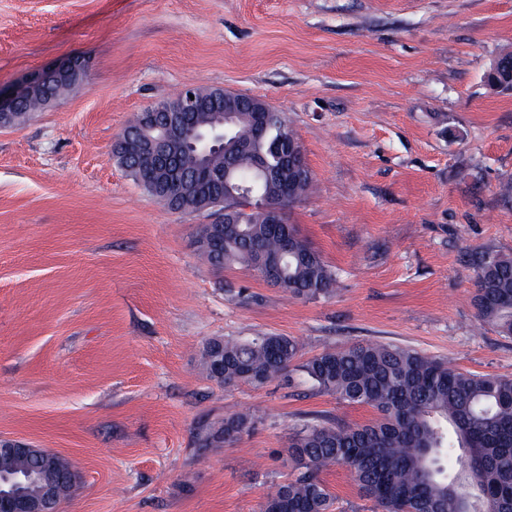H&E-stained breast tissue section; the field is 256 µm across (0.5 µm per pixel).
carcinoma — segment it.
I'll use <instances>...</instances> for the list:
<instances>
[{"label": "carcinoma", "instance_id": "cac0c4a2", "mask_svg": "<svg viewBox=\"0 0 512 512\" xmlns=\"http://www.w3.org/2000/svg\"><path fill=\"white\" fill-rule=\"evenodd\" d=\"M90 66L71 82L63 79L18 94L17 114L27 120L87 81ZM246 109L225 125L224 99L208 98L183 115L186 129H224L223 147L210 154L207 166L240 167L236 184L251 188L249 209L235 211L236 223L202 224L197 232L199 255L222 269L244 265L291 297L316 299L336 292V272L292 224H271L266 208H290L308 198L313 187L309 167L299 176L273 177L262 184L251 172L260 162L274 172L283 167L282 143L299 142L285 113L249 108L259 102L237 94ZM269 112L263 133H255V112ZM167 114L155 113V125L128 132L125 143L113 145L119 164L141 187L160 198L172 171L158 165L141 148V140L161 134ZM178 170L175 191L184 210L215 214L236 204L239 190L194 179L201 169L198 154L177 142L172 147ZM474 304L478 316L512 335V254L473 249ZM302 345L288 336L264 334L241 342L210 341L203 350L208 376L226 386L260 385L290 371ZM312 386L347 405L371 407L375 417L363 425H340L319 417L294 434L290 450L297 473L267 495L263 512H333L334 497L320 478L331 465L345 467L359 493L378 512H512V377L462 372L420 351L398 345L358 343L324 351L299 365ZM251 417L238 414L209 429L201 446L235 443L247 432ZM29 456L0 457V471L29 470ZM72 464L58 457L57 468L26 487L39 494L42 482L69 494L63 480Z\"/></svg>", "mask_w": 512, "mask_h": 512}]
</instances>
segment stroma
Returning <instances> with one entry per match:
<instances>
[{"mask_svg": "<svg viewBox=\"0 0 512 512\" xmlns=\"http://www.w3.org/2000/svg\"><path fill=\"white\" fill-rule=\"evenodd\" d=\"M512 51V0H0V86L89 59L86 83L0 129V438L80 472L62 512H260L293 473L294 430L371 408L299 371L210 379L214 338L417 349L512 377V336L477 316L469 248L512 254V91L486 74ZM189 87L286 113L313 174L288 221L338 289L290 297L199 255L207 213L176 212L112 159L146 108ZM253 423L232 445L200 437ZM335 512H375L347 471ZM251 425V417L247 414H238L224 420L218 427L210 428L201 437V446L209 448L213 445L235 443L239 437L247 432Z\"/></svg>", "mask_w": 512, "mask_h": 512, "instance_id": "35a3bbf8", "label": "stroma"}]
</instances>
